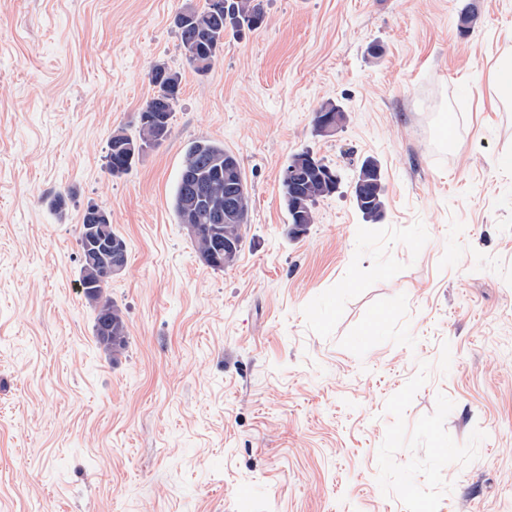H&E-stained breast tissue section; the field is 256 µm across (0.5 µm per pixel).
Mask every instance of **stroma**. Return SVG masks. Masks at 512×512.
I'll use <instances>...</instances> for the list:
<instances>
[{
    "label": "stroma",
    "mask_w": 512,
    "mask_h": 512,
    "mask_svg": "<svg viewBox=\"0 0 512 512\" xmlns=\"http://www.w3.org/2000/svg\"><path fill=\"white\" fill-rule=\"evenodd\" d=\"M183 3L0 0V512H512V0H262L203 77ZM158 61L182 74L171 133L112 177ZM200 139L250 194L222 270L172 207ZM305 150L342 181L295 236L281 176ZM90 205L129 250L116 357L79 288ZM358 168V176L361 173L362 169L375 171L377 168H379L380 170L379 183H376L373 189L367 191L365 194H358L356 184L354 185V198L358 210L361 212V214L367 221H371L374 223L381 218L385 206V187L381 168L378 165L377 161L372 158L364 159Z\"/></svg>",
    "instance_id": "obj_1"
}]
</instances>
